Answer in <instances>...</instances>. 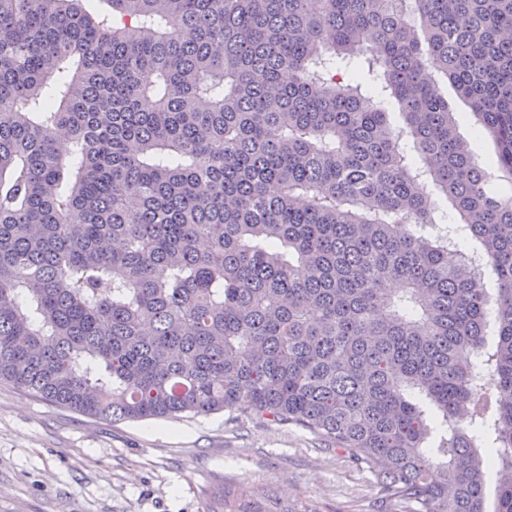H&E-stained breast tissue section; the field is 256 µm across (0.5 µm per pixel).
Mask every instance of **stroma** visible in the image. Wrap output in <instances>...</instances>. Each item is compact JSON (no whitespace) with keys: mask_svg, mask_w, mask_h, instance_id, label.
I'll list each match as a JSON object with an SVG mask.
<instances>
[{"mask_svg":"<svg viewBox=\"0 0 512 512\" xmlns=\"http://www.w3.org/2000/svg\"><path fill=\"white\" fill-rule=\"evenodd\" d=\"M0 512H404L301 428L208 416L101 420L0 382Z\"/></svg>","mask_w":512,"mask_h":512,"instance_id":"1","label":"stroma"}]
</instances>
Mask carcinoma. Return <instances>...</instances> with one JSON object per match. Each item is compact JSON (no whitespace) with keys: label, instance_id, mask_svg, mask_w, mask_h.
Masks as SVG:
<instances>
[{"label":"carcinoma","instance_id":"obj_1","mask_svg":"<svg viewBox=\"0 0 512 512\" xmlns=\"http://www.w3.org/2000/svg\"><path fill=\"white\" fill-rule=\"evenodd\" d=\"M108 2L0 0V380L103 420L299 426L408 512H485L480 442L512 472V195L433 70L512 181V0ZM425 178L494 307L425 233ZM460 134L463 138L470 141L479 156L481 162H487L493 165L495 161V147L490 138L484 136L474 122H465L460 127ZM424 187L426 193H429L437 203V209L434 213L436 224H438L439 227L457 224L455 213L451 208L448 199L440 192V190L431 182H426Z\"/></svg>","mask_w":512,"mask_h":512}]
</instances>
